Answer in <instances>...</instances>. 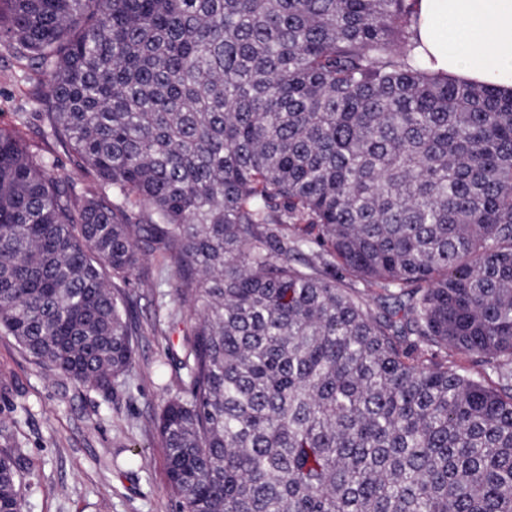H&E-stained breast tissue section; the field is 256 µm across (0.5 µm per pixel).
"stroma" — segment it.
Here are the masks:
<instances>
[{"label":"stroma","mask_w":512,"mask_h":512,"mask_svg":"<svg viewBox=\"0 0 512 512\" xmlns=\"http://www.w3.org/2000/svg\"><path fill=\"white\" fill-rule=\"evenodd\" d=\"M46 109L42 75L23 70L9 39L0 37V131L19 136L34 153L54 155L59 170L72 173L77 193L97 191L71 151L46 136ZM141 268L160 284L149 288L135 279L128 287L136 364L110 400L76 389L0 334V382L9 386L0 391V429L38 475L23 512H178L156 429L162 404L184 390L183 375L163 364L182 343L181 327L170 320L174 276L158 253L144 256Z\"/></svg>","instance_id":"35a3bbf8"}]
</instances>
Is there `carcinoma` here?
I'll use <instances>...</instances> for the list:
<instances>
[{
	"mask_svg": "<svg viewBox=\"0 0 512 512\" xmlns=\"http://www.w3.org/2000/svg\"><path fill=\"white\" fill-rule=\"evenodd\" d=\"M411 24L407 0H0L100 186L0 133V331L108 399L126 286L169 262L180 512H512V94L430 72ZM32 478L0 448V508ZM443 360L449 368L466 371L474 377L484 379L485 383L491 387L498 386L494 375L484 374L479 366L473 362L472 358L448 347V351L443 354Z\"/></svg>",
	"mask_w": 512,
	"mask_h": 512,
	"instance_id": "cac0c4a2",
	"label": "carcinoma"
}]
</instances>
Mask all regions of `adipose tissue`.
Returning <instances> with one entry per match:
<instances>
[{
	"label": "adipose tissue",
	"instance_id": "obj_1",
	"mask_svg": "<svg viewBox=\"0 0 512 512\" xmlns=\"http://www.w3.org/2000/svg\"><path fill=\"white\" fill-rule=\"evenodd\" d=\"M412 29L431 71L512 91V0H414Z\"/></svg>",
	"mask_w": 512,
	"mask_h": 512
}]
</instances>
